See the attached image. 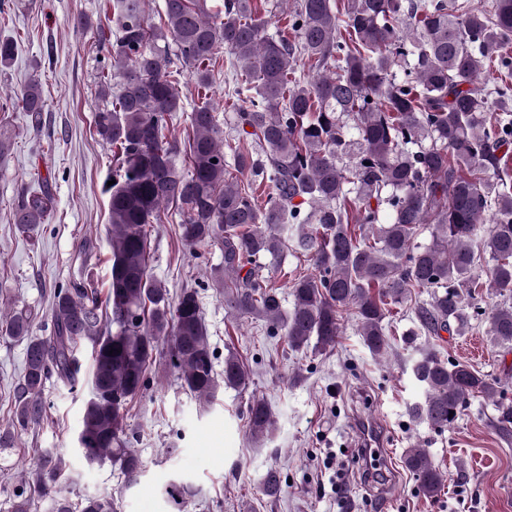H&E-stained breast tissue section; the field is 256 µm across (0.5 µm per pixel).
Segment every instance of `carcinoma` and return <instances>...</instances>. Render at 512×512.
I'll list each match as a JSON object with an SVG mask.
<instances>
[{
    "label": "carcinoma",
    "instance_id": "obj_1",
    "mask_svg": "<svg viewBox=\"0 0 512 512\" xmlns=\"http://www.w3.org/2000/svg\"><path fill=\"white\" fill-rule=\"evenodd\" d=\"M146 3L106 0L112 26L79 22L120 72L116 83L112 72L101 73L103 106L94 119L97 135L117 149L110 276L102 302L90 280L54 289L45 338L34 335L36 310H0V334L24 344L0 452L14 448V432L44 420L51 379L79 383L83 345L91 346L93 371L79 450L91 465L118 467L128 486L144 463L130 448L127 405L147 391L159 349L182 390L204 405L222 386L247 387L232 352L217 373L197 289L173 298L151 273L148 227L171 203L180 205L185 244L219 246L223 265L214 282L227 312L265 321L267 335L284 337L292 351L336 348L350 310L364 345L383 358L390 306L415 288L429 293L414 305L427 335L466 333L465 297L480 287L475 271L485 254L487 287L504 297L488 314V335L512 346V159L499 154L512 142V84L486 79L492 65L512 75V0H492L486 10L469 0H347L342 11L335 0H295L290 36L269 32L261 0H228L218 23L204 0H165L158 25L148 22ZM222 49L235 75L237 138L224 142L203 96L181 142L168 135L184 111L180 77L189 71L206 90ZM300 62L311 77H296ZM9 105L40 124L39 81ZM183 153L185 169L178 167ZM260 188L268 189L263 203ZM53 203L46 185L21 192L14 224L28 232L45 223ZM424 232L428 240L417 242ZM290 242L310 258L313 273L292 279L288 309L261 269L281 266ZM413 374L425 389L415 416L429 427L451 425L469 399L484 397L495 402V426L512 432V402L500 398L489 375L432 351L416 360ZM247 427L257 441L272 436L264 399L251 398ZM404 463L427 494L441 490L442 472L425 449H408ZM35 464L34 477L13 491L10 512H31L36 496L52 498L53 512H116L110 496L75 503L57 495L62 454L40 451ZM261 490L280 493L277 470L267 472ZM165 494L174 512H184L196 491L174 480Z\"/></svg>",
    "mask_w": 512,
    "mask_h": 512
}]
</instances>
